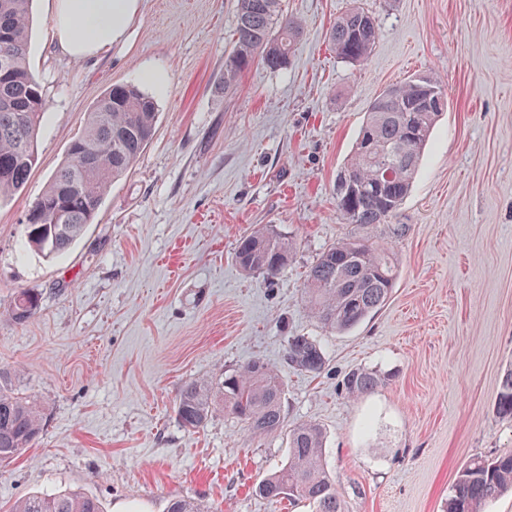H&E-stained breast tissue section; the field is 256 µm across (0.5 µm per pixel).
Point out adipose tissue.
I'll list each match as a JSON object with an SVG mask.
<instances>
[{
  "instance_id": "1",
  "label": "adipose tissue",
  "mask_w": 512,
  "mask_h": 512,
  "mask_svg": "<svg viewBox=\"0 0 512 512\" xmlns=\"http://www.w3.org/2000/svg\"><path fill=\"white\" fill-rule=\"evenodd\" d=\"M141 0H48L51 35L69 56L85 60L124 41Z\"/></svg>"
}]
</instances>
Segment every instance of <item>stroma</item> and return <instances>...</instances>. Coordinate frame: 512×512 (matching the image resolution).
Here are the masks:
<instances>
[{
  "instance_id": "35a3bbf8",
  "label": "stroma",
  "mask_w": 512,
  "mask_h": 512,
  "mask_svg": "<svg viewBox=\"0 0 512 512\" xmlns=\"http://www.w3.org/2000/svg\"><path fill=\"white\" fill-rule=\"evenodd\" d=\"M360 7L380 38L368 59L336 57L329 31ZM303 34L287 70L256 63L225 91L236 0H142L126 43L92 60L62 53L33 0L29 64L46 100L26 187L0 203V373L38 400L43 432L0 467V512L72 489L104 512H308L257 483L285 462L288 431L314 422L345 512H442L459 469L512 453L495 402L512 369V0H284ZM167 73L158 91L143 76ZM425 74L448 110L412 191L393 216L398 278L370 319L337 333L310 314L309 266L348 231L336 175L373 101ZM135 85L157 103L155 133L115 181L93 224L63 256L25 247L23 224L105 90ZM277 225L295 244L273 280L244 271L240 237ZM23 288L41 297L15 322ZM292 335L314 338L313 375L283 360ZM276 366L285 428L249 433L219 413L181 427V386L222 379L251 360ZM386 385L347 398L355 368Z\"/></svg>"
}]
</instances>
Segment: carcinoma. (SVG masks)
<instances>
[{"label":"carcinoma","mask_w":512,"mask_h":512,"mask_svg":"<svg viewBox=\"0 0 512 512\" xmlns=\"http://www.w3.org/2000/svg\"><path fill=\"white\" fill-rule=\"evenodd\" d=\"M32 0H0V202L25 188L36 163L35 146L45 109L42 86L27 63ZM301 24L284 14L282 0H237L232 51L224 60V91L258 61L288 69ZM380 36L375 18L352 8L332 26L336 57L366 60ZM432 79L417 75L390 85L372 103L341 168L355 190L336 191V207L350 232L325 248L306 271V303L325 328L350 330L384 306L391 296L397 258L387 242L406 226L390 224L411 191L424 149L447 103L425 107ZM153 97L131 85L114 86L90 109L82 132L65 160L28 210L25 243L46 257L66 253L94 222L112 183L125 176L152 139L157 122ZM294 243L278 226L265 224L240 238L238 264L247 272L278 276L293 258ZM39 294L21 290L11 314L25 321L39 308ZM285 363L318 374L325 367L320 345L307 336L287 338ZM388 378L356 368L344 378L348 397L374 393ZM0 376V465L22 456L42 431L37 404L4 386ZM282 380L276 368L257 358L222 381L195 379L179 391L175 413L188 431L203 428L217 412L234 416L253 434L284 427ZM497 413L512 418V370L502 379ZM325 435L314 422L288 432L287 460L256 486L271 501L306 503L311 512H344L336 483L323 464ZM512 491V454L477 457L463 466L452 486L446 512H482ZM11 512H103L100 502L75 490L28 496Z\"/></svg>","instance_id":"obj_1"}]
</instances>
